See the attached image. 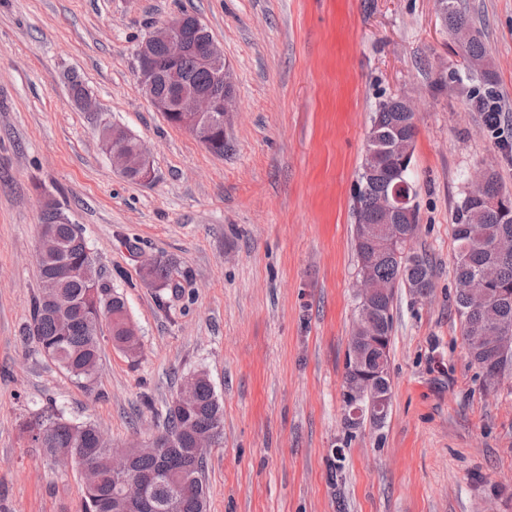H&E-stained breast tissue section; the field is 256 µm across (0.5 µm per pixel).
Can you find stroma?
<instances>
[{"label":"stroma","instance_id":"35a3bbf8","mask_svg":"<svg viewBox=\"0 0 512 512\" xmlns=\"http://www.w3.org/2000/svg\"><path fill=\"white\" fill-rule=\"evenodd\" d=\"M463 2L495 74L497 133L471 107L485 87L436 0H0V512L83 510L80 471L23 433L31 413L54 407L121 449L159 431L197 371L224 410L207 512H512V378L485 390L466 354L452 232L475 168L512 192V0ZM184 11L233 74L221 156L155 112L137 80L139 41ZM74 78L97 113L75 104ZM392 96L425 104L410 178L433 290L397 289L390 415L351 431L354 189L370 118ZM104 118L146 143L150 180L113 170ZM48 198L141 341L131 357L102 333L88 387L24 334ZM138 250L175 261L182 291L146 284Z\"/></svg>","mask_w":512,"mask_h":512}]
</instances>
